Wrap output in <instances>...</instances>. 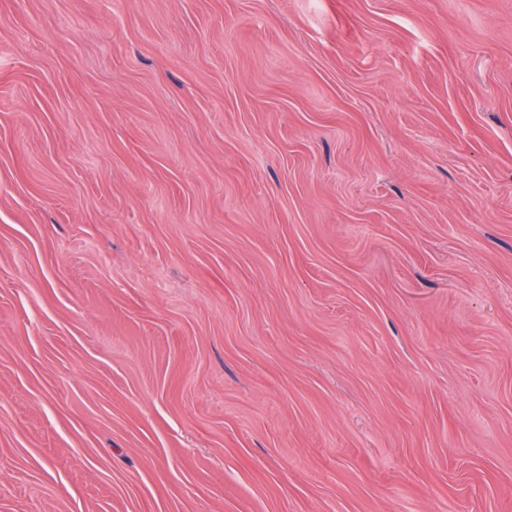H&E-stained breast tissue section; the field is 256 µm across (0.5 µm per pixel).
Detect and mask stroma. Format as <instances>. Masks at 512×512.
I'll return each mask as SVG.
<instances>
[{"label":"stroma","mask_w":512,"mask_h":512,"mask_svg":"<svg viewBox=\"0 0 512 512\" xmlns=\"http://www.w3.org/2000/svg\"><path fill=\"white\" fill-rule=\"evenodd\" d=\"M0 512H512V0H0Z\"/></svg>","instance_id":"35a3bbf8"}]
</instances>
